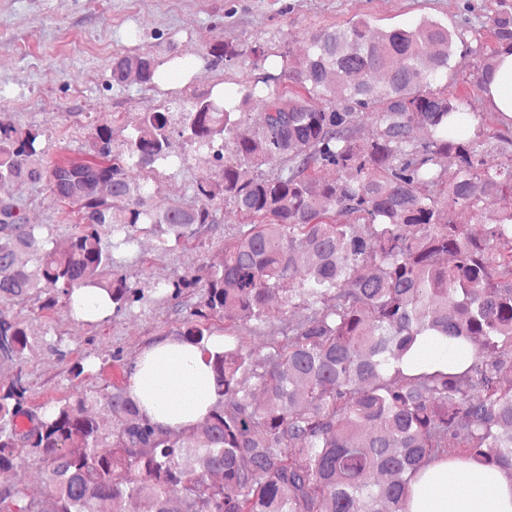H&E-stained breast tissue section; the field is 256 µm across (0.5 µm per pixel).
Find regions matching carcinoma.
<instances>
[{"instance_id":"carcinoma-1","label":"carcinoma","mask_w":512,"mask_h":512,"mask_svg":"<svg viewBox=\"0 0 512 512\" xmlns=\"http://www.w3.org/2000/svg\"><path fill=\"white\" fill-rule=\"evenodd\" d=\"M488 23L475 74L483 92L500 54L512 52V0H494ZM459 39L429 17L394 27L352 19L313 33L301 58L279 52V74L193 98L178 123L169 111L145 113L120 152L111 126L94 125V162L48 161L40 129L0 111V182L43 183L80 215L59 250L26 222L20 200L0 199V297L41 296L49 310L98 288L117 314L144 290L119 272L115 251L142 233L166 250L198 241L219 223L223 200L248 220L224 243L222 263L166 285L189 308L174 336L211 361L216 399L204 420L164 429L118 386L33 405L18 374L0 383V471L41 463L52 512H100L104 501L126 512L132 499L142 512H407L416 475L435 459L512 474V387L498 380L512 368V118L489 113L490 134L442 83ZM249 55L272 57L224 39L201 57L232 65ZM189 68L177 53L164 61L141 51L113 58L111 78L152 89ZM285 75L297 85L288 94ZM255 99L264 121L246 132ZM367 117L376 133L363 143ZM416 127L426 139L413 138ZM175 137L210 151L219 170L196 181L194 204L162 207L125 166L171 164ZM273 155L286 161L280 172L241 179L238 165L259 168ZM448 155L451 177L438 167ZM326 169L336 178L320 180ZM488 194L499 210L475 237L452 213L480 214ZM359 222L369 236L355 233ZM275 293L307 311L304 320L263 353L238 336L208 351L211 319H224L226 332L266 321ZM428 337L471 347L467 368L428 354L420 372H405ZM28 346L24 321L0 314V361ZM102 399L109 430L95 415ZM0 512L46 510L25 488L1 485Z\"/></svg>"}]
</instances>
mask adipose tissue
Segmentation results:
<instances>
[{"mask_svg":"<svg viewBox=\"0 0 512 512\" xmlns=\"http://www.w3.org/2000/svg\"><path fill=\"white\" fill-rule=\"evenodd\" d=\"M130 396L151 422L185 427L213 404V373L197 347L160 336L136 365ZM409 512H512V479L495 469L439 463L414 482Z\"/></svg>","mask_w":512,"mask_h":512,"instance_id":"adipose-tissue-1","label":"adipose tissue"}]
</instances>
